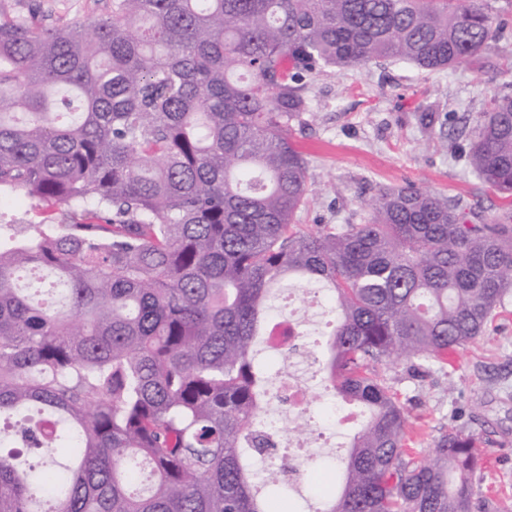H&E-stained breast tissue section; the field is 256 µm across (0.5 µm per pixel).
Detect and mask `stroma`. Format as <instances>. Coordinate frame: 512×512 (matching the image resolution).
Here are the masks:
<instances>
[{
	"label": "stroma",
	"instance_id": "1",
	"mask_svg": "<svg viewBox=\"0 0 512 512\" xmlns=\"http://www.w3.org/2000/svg\"><path fill=\"white\" fill-rule=\"evenodd\" d=\"M7 3L19 12L34 11L43 26L53 28L106 16L112 0ZM508 83L512 73L477 60L434 73L389 61L327 70L309 87L310 108L293 135L315 190L297 223L309 229L365 223L369 200L413 183L488 220L512 224V200L480 180L457 135L463 119L483 111L486 100ZM292 291L312 301L297 305L296 316L309 322L306 348L322 355L329 294L298 284ZM383 375L407 410L412 459H425L440 431L482 433L490 453L481 473L483 495L473 512H512V298L487 335L452 350L447 364L412 372L401 362L384 367ZM311 395L302 439L313 444L314 461L299 489L285 492L281 502L322 512L340 488L356 427L337 416L342 400L324 374H317Z\"/></svg>",
	"mask_w": 512,
	"mask_h": 512
}]
</instances>
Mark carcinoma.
I'll list each match as a JSON object with an SVG mask.
<instances>
[{
  "label": "carcinoma",
  "instance_id": "carcinoma-1",
  "mask_svg": "<svg viewBox=\"0 0 512 512\" xmlns=\"http://www.w3.org/2000/svg\"><path fill=\"white\" fill-rule=\"evenodd\" d=\"M488 0H112L46 28L0 10V191L44 222L0 231V512H269L250 455L274 287L332 292L322 362L366 422L326 512H471L483 438L407 459L381 370L485 335L512 295V224L413 184L364 224L294 223L312 193L293 142L329 68L423 71L509 38ZM465 157L512 196V93Z\"/></svg>",
  "mask_w": 512,
  "mask_h": 512
}]
</instances>
